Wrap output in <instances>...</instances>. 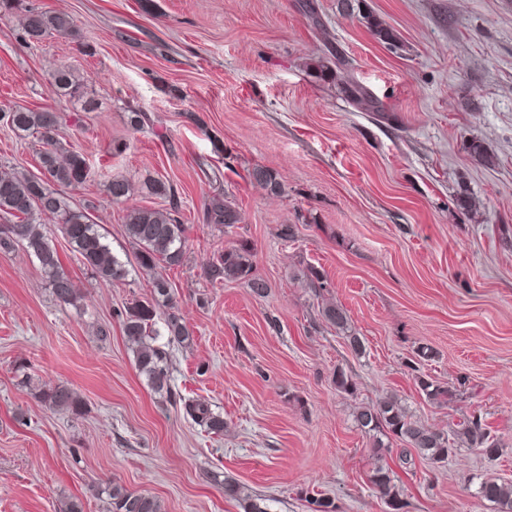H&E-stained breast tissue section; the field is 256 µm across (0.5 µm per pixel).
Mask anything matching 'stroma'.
I'll use <instances>...</instances> for the list:
<instances>
[{
	"label": "stroma",
	"instance_id": "35a3bbf8",
	"mask_svg": "<svg viewBox=\"0 0 512 512\" xmlns=\"http://www.w3.org/2000/svg\"><path fill=\"white\" fill-rule=\"evenodd\" d=\"M24 3L68 11L77 34L29 47L16 18L0 20V109L61 113L67 146L93 170L68 197L128 273L99 285L45 222L81 294L64 305L35 257L0 252V512H61L70 500L107 512L97 488L112 480L163 512H243L228 482L264 496L269 512H310L318 494L339 512H391L371 483L373 439L354 420L386 397L448 435L480 415L498 447L487 456L456 439L442 464L391 450L404 512H497L476 488L512 482V0H351L346 11L313 0L312 17L304 0ZM59 64L95 111L58 92ZM347 76L379 111L350 102ZM135 112L151 118L139 131ZM472 138L483 158L468 152ZM36 149L0 122V164L39 174ZM256 165L276 173L281 194L238 177ZM115 177L171 184L187 228L183 264L162 271L194 336L168 349V399L140 375L118 320L152 297L123 216L162 201L137 192L113 203ZM215 198L236 203L240 224L206 223ZM286 224L295 239L281 238ZM243 240L266 297L206 275ZM310 266L322 294L302 277ZM326 299L346 310L363 353L321 318ZM340 369L355 394L337 390ZM419 372L447 398L428 399ZM26 375L71 387L83 414L49 408ZM192 397L223 416V434L185 416Z\"/></svg>",
	"mask_w": 512,
	"mask_h": 512
}]
</instances>
